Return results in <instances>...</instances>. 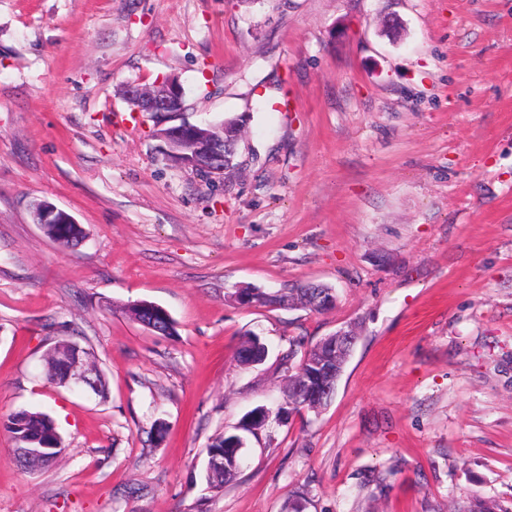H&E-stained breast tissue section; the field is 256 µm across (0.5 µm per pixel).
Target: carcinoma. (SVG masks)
Listing matches in <instances>:
<instances>
[{
	"mask_svg": "<svg viewBox=\"0 0 512 512\" xmlns=\"http://www.w3.org/2000/svg\"><path fill=\"white\" fill-rule=\"evenodd\" d=\"M43 231L52 241L63 248L78 245L85 237L80 224L73 221L70 215L59 219L53 224L43 225ZM313 289L299 285L295 288H285L276 292V297H268V293L259 288H250L242 305L246 307H300L311 309L310 294ZM126 312L130 318L145 329L162 335L173 336L177 334V322L169 312L148 305L145 300L129 305ZM70 340L61 338L57 340L46 354V368L48 380L58 386H67V363L58 356L62 348L68 347ZM324 351L322 347L306 349L302 352L292 348L283 357L285 362L298 359L289 375L290 383L285 385L282 402L276 412L288 410L294 399L302 401L313 398L325 392V389L336 386V373L318 374L312 361ZM268 357V347L255 335L245 338L237 352V361L244 365H257L263 363ZM264 408L252 411L242 422L240 429L251 434L265 427V421L260 419ZM5 430L13 442L14 455L17 464L24 470L37 471L50 468L58 464L65 452L62 439L57 431L52 417L41 411L22 410L10 414L5 423ZM226 434L217 435L206 449V459L202 472V479L206 490L220 492L224 485L233 481L245 463L242 455H237L236 462L224 461V457L234 453V449L224 447ZM24 448H35L38 457L28 458L23 452Z\"/></svg>",
	"mask_w": 512,
	"mask_h": 512,
	"instance_id": "obj_1",
	"label": "carcinoma"
}]
</instances>
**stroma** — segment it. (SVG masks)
<instances>
[{"label":"stroma","mask_w":512,"mask_h":512,"mask_svg":"<svg viewBox=\"0 0 512 512\" xmlns=\"http://www.w3.org/2000/svg\"><path fill=\"white\" fill-rule=\"evenodd\" d=\"M163 76L190 122L244 118L223 181L166 159L148 113L110 122ZM37 201L83 242L51 241ZM307 281L333 309L227 300ZM350 324L331 402L246 435L208 492L209 443L281 398L283 354ZM250 333L269 356L245 367ZM62 337L107 399L47 381ZM21 409L65 454L27 472L0 429V512L512 503V0H0V418ZM61 212L49 202H46L42 212L39 214L37 224H43V231L52 241L60 247L69 248L78 245L85 237V233L80 224L73 221L67 213L61 212L65 219H57L55 224H46L45 220L52 214ZM148 304H153V302L138 301L129 305L126 312L132 320L153 333L162 336L177 334V322L170 313L167 310L152 307V305L148 306Z\"/></svg>","instance_id":"obj_1"}]
</instances>
